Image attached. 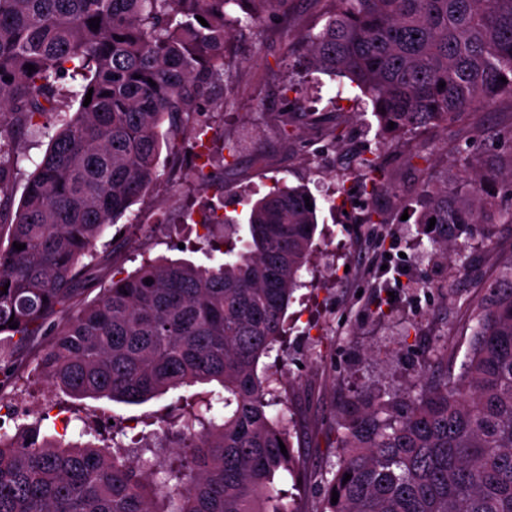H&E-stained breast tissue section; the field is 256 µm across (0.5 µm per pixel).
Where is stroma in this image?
Returning a JSON list of instances; mask_svg holds the SVG:
<instances>
[{
	"mask_svg": "<svg viewBox=\"0 0 512 512\" xmlns=\"http://www.w3.org/2000/svg\"><path fill=\"white\" fill-rule=\"evenodd\" d=\"M329 0H292L287 12L268 18L259 31L242 33L226 46L229 76L212 85L200 103H223L213 116L206 145L212 170L224 180L223 196L192 177L186 151L162 150L160 179L144 201L108 228L115 252L87 279L83 300L98 296L113 272H134L144 260L166 257L212 266L218 252L200 250L195 216L216 208L240 214V199L263 197L275 183L306 185L319 206L315 248L287 310L286 334L259 372L282 373L291 419L292 446L301 477L293 491L300 512H319L320 477L336 462V433L345 401L354 395L401 399L413 389L415 367L455 376L472 340L473 316L488 285L512 263V224L485 225L467 238L465 269L446 265L433 253L427 225L404 219L403 196L421 186L441 189L472 172L471 159L512 152V100L501 99L447 125L391 139L370 107L341 100L331 111L335 80L306 70L300 61L303 35L318 25ZM302 84L301 99L290 98L288 82ZM292 123L283 135L282 122ZM338 126L341 144L328 129ZM47 135L19 145L14 199L44 155ZM379 153L386 187L374 199L358 193L362 177L357 154ZM382 211L385 223L365 221L367 207ZM401 266L395 298L378 308L383 264ZM194 390L184 387L141 405L106 399L77 400L50 386L35 358L20 367L8 396L25 406L26 423L67 437L82 428L115 421L150 435L161 432L174 405Z\"/></svg>",
	"mask_w": 512,
	"mask_h": 512,
	"instance_id": "1",
	"label": "stroma"
}]
</instances>
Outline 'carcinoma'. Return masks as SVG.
<instances>
[{"mask_svg": "<svg viewBox=\"0 0 512 512\" xmlns=\"http://www.w3.org/2000/svg\"><path fill=\"white\" fill-rule=\"evenodd\" d=\"M289 2L0 0V392L39 339L41 369L74 399L143 404L209 386L131 448L99 433L66 442L35 423L1 430L0 512H299L284 489L299 479L287 410H271L277 378L257 365L282 336L312 249L307 188L276 185L256 200L242 249L212 232L230 220L204 216L224 263L147 260L77 304L94 268L82 259L97 258L106 229L154 185L163 141L205 148L224 105L195 102L228 72L224 43ZM331 2L303 36L308 67L348 79L383 133L512 98V0ZM47 116L57 129L15 208L14 145ZM357 169L369 176L363 192L376 190L377 154L359 155ZM497 180L487 169L405 199L420 223L436 219L435 245L460 268L448 227L512 223V175L506 195L491 191ZM476 320L458 376L436 379L421 364L401 401L349 399L320 512H512V286Z\"/></svg>", "mask_w": 512, "mask_h": 512, "instance_id": "1", "label": "carcinoma"}]
</instances>
